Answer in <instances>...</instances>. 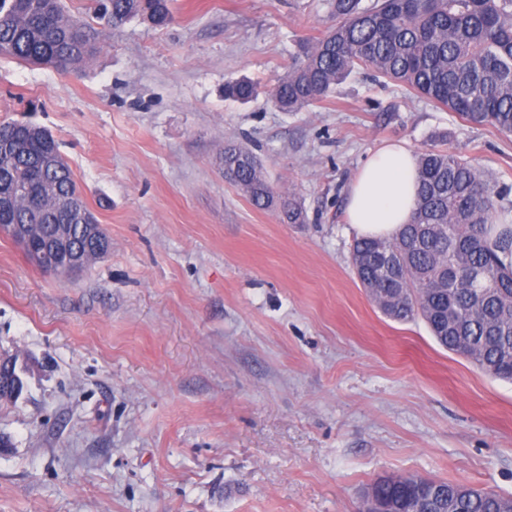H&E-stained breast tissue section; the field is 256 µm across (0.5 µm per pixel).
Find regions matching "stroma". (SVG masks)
Here are the masks:
<instances>
[{"label":"stroma","mask_w":512,"mask_h":512,"mask_svg":"<svg viewBox=\"0 0 512 512\" xmlns=\"http://www.w3.org/2000/svg\"><path fill=\"white\" fill-rule=\"evenodd\" d=\"M64 4L93 56L0 58V122L51 131L112 248L70 278L0 235V354L28 364L0 405V512H354L407 475L512 496V381L385 316L344 215L386 142L457 153L512 209V135L356 74L275 108L326 0H172L173 23L117 29ZM241 79L256 97L225 98ZM231 141L305 223L226 181Z\"/></svg>","instance_id":"1"}]
</instances>
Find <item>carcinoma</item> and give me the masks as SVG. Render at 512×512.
Returning a JSON list of instances; mask_svg holds the SVG:
<instances>
[{
	"instance_id": "obj_1",
	"label": "carcinoma",
	"mask_w": 512,
	"mask_h": 512,
	"mask_svg": "<svg viewBox=\"0 0 512 512\" xmlns=\"http://www.w3.org/2000/svg\"><path fill=\"white\" fill-rule=\"evenodd\" d=\"M336 26L292 59L287 75L272 91L279 109L298 112L326 99L336 85L362 72L381 85L392 82L409 94L458 114L475 125L512 134V0H329ZM171 0H103L101 18L119 28L140 18L154 26L173 20ZM87 26L67 13L62 0H0V57L50 65L61 71L91 56ZM255 85L246 79L224 88L225 96L251 100ZM45 128L0 123V224L32 222L28 193L17 186L32 181L46 142ZM420 190L411 222L388 239H357L352 269L371 300L382 294L394 303L384 313L397 321L422 317L438 343L468 358L495 378L512 380V227L501 205L507 188L472 164L434 147L418 155ZM224 176L253 205L265 208L274 194L254 156L224 146ZM54 191L52 219L35 237L52 235L55 225L72 230L74 247L94 251L87 237L100 226L80 223L68 201L79 194L69 167L46 166ZM288 220L302 223L297 201L282 198ZM433 224L427 234L421 225ZM460 279L471 287L459 288ZM439 489L436 512H509L512 497L490 490L472 493L460 483L411 476L380 492L412 512L424 489Z\"/></svg>"
}]
</instances>
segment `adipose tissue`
<instances>
[{"label":"adipose tissue","instance_id":"1","mask_svg":"<svg viewBox=\"0 0 512 512\" xmlns=\"http://www.w3.org/2000/svg\"><path fill=\"white\" fill-rule=\"evenodd\" d=\"M418 188L412 152L399 143L382 146L370 153L348 188L346 221L358 236L392 237L409 222Z\"/></svg>","mask_w":512,"mask_h":512}]
</instances>
